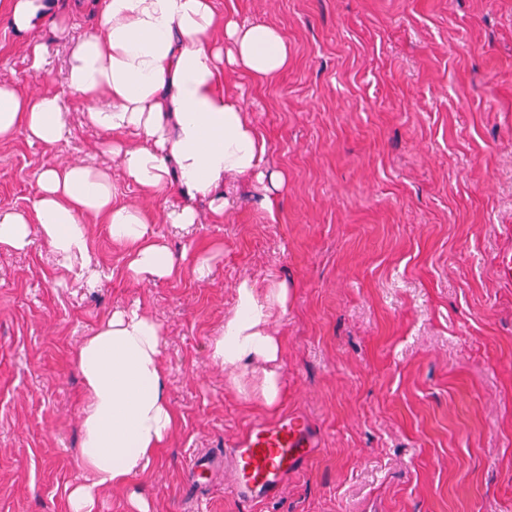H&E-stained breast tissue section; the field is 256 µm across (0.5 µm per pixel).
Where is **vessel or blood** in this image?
Here are the masks:
<instances>
[{
  "instance_id": "1",
  "label": "vessel or blood",
  "mask_w": 512,
  "mask_h": 512,
  "mask_svg": "<svg viewBox=\"0 0 512 512\" xmlns=\"http://www.w3.org/2000/svg\"><path fill=\"white\" fill-rule=\"evenodd\" d=\"M320 446L317 429L300 413L255 423L224 452V463L234 473L227 490L240 502L274 499Z\"/></svg>"
}]
</instances>
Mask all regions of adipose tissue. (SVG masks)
I'll list each match as a JSON object with an SVG mask.
<instances>
[{"mask_svg": "<svg viewBox=\"0 0 512 512\" xmlns=\"http://www.w3.org/2000/svg\"><path fill=\"white\" fill-rule=\"evenodd\" d=\"M99 27L68 47L66 85L84 102L83 125L109 134L103 145L126 179L147 194L178 193L183 204L166 223L198 221L196 201L211 199L233 177L279 182L262 169L267 144L242 100L227 86L226 66L267 83L287 66L291 51L279 31L241 24L217 12L214 0H97ZM55 0H9L5 22L21 35L56 11ZM25 131L52 147L65 139L67 114L59 96L31 89L27 78L0 81V141ZM103 222L123 248L135 282L205 277L206 258L175 254L139 208L115 203L109 168L83 162L43 168L27 210L0 209V249L22 253L34 240L59 266L95 286L101 271L90 253L87 225ZM285 284L258 293L242 283L236 307L210 345L227 372L257 370L256 396L274 406L279 348L268 332L274 310L285 309ZM163 329L139 309L117 310L83 337L72 354L84 391L79 463L87 477L67 490L69 512H96L99 495L128 484L157 457L176 422L161 362Z\"/></svg>", "mask_w": 512, "mask_h": 512, "instance_id": "adipose-tissue-1", "label": "adipose tissue"}]
</instances>
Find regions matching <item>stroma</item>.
Here are the masks:
<instances>
[{
    "mask_svg": "<svg viewBox=\"0 0 512 512\" xmlns=\"http://www.w3.org/2000/svg\"><path fill=\"white\" fill-rule=\"evenodd\" d=\"M291 47L275 80L234 69L283 177L267 212L254 179H232L214 223L163 221L174 194L145 196L104 137L73 125L47 148L0 142V208L27 207L44 167L109 166L117 203L154 219L176 251L204 252L202 279L136 283L105 225L89 227L96 287L42 242L0 250V512H67L78 466L82 384L71 354L112 311L162 324L176 424L159 456L98 512H512V0H215ZM27 40L0 19V79L26 74ZM288 288L269 332L281 394L266 407L211 360L238 287ZM302 411L323 445L272 502H235L220 480L191 488L192 454L219 452L251 424Z\"/></svg>",
    "mask_w": 512,
    "mask_h": 512,
    "instance_id": "stroma-1",
    "label": "stroma"
}]
</instances>
